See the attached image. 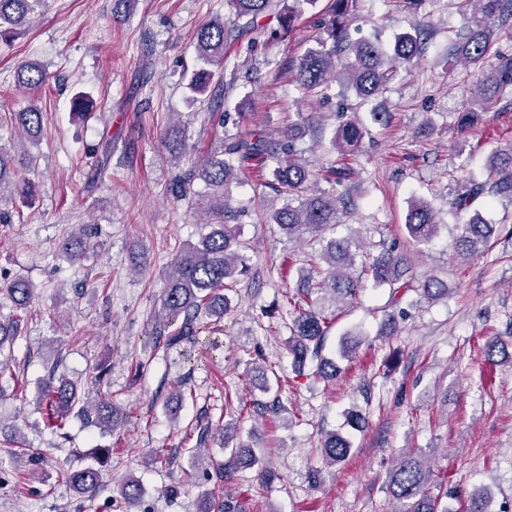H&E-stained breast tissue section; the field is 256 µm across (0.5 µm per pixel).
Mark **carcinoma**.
Returning a JSON list of instances; mask_svg holds the SVG:
<instances>
[{"instance_id":"carcinoma-1","label":"carcinoma","mask_w":512,"mask_h":512,"mask_svg":"<svg viewBox=\"0 0 512 512\" xmlns=\"http://www.w3.org/2000/svg\"><path fill=\"white\" fill-rule=\"evenodd\" d=\"M45 0H0V40L10 42L24 32L31 17L44 6ZM314 0H293V4L279 6L275 0H225V5L244 25L224 26V19L213 20L197 29L192 35L196 53V68L192 71L189 89L195 94L213 92L216 104L222 103V83L216 80L221 70L224 54L230 43L251 30L270 29V33L283 37L289 33L297 18L300 3ZM472 11L467 17L466 33L452 44V55L459 62L479 65L494 57L497 65L490 73L489 88L500 96H512V57L504 56L495 47L494 25L512 19V0H469ZM356 0H331L321 21V36L318 47L307 51L294 66V81L300 89L310 92L327 84L335 76L337 64L346 56L350 58L345 68L348 84L356 95L364 100L382 93L392 80L396 67L409 64L421 48V32H405L397 36L393 52L385 56L380 45L372 40L351 42L347 26ZM19 82L29 89H40L47 80L46 70L38 62H28L18 70ZM15 124L29 137L37 138L42 132L43 112L30 107L14 113ZM364 129L354 121L338 126L334 146L344 155H353L361 148ZM165 145L170 161L179 164L182 157L191 151L186 136L177 128L166 135ZM97 164L92 168L83 189L91 191L109 173L112 155V138H104L92 149ZM297 134L290 129L279 137H272L261 130L224 139L218 135L215 144L206 155L186 170H178L171 183V192L180 199L191 200L194 208L211 217L205 222L208 231L200 234L195 244L177 250L163 279L161 290V312L159 325L168 330L166 348H175L198 342L203 329L202 317L214 319L218 324L232 309V298L226 290L228 283L237 280L248 270L246 258L240 254L238 231L234 224L224 223V191L228 189L238 171L253 165L263 173L269 163L270 185L280 193L294 196L306 189L312 172L298 159ZM200 180L208 187V195L199 200L191 199L192 187ZM512 194V171L499 182L488 185L472 181L450 202L457 214L470 210L479 200L496 194ZM13 198L29 205L35 197V186L23 176L21 166L15 162L11 151L0 147V200ZM336 198L329 195H311L299 204L289 201L271 214L273 223L292 238L305 233H322L336 224ZM406 230L417 244L429 243L437 234L439 224L430 205L421 198L410 201L406 217ZM494 225L471 220L461 225L458 238L462 252L478 253L488 247ZM89 233L87 225H80L61 242L60 249L73 263L83 259L87 250ZM354 241L350 238L327 240L321 258L331 267L329 276L316 284L311 277H302V288L289 298L296 310L292 325V336L288 341V352L296 368L307 361L317 362V373L324 378L336 376V365L322 356L324 338L329 321L327 311L338 302L356 298L358 281L349 274L355 255ZM404 259L400 255L386 253L376 257L371 266V276L378 285L392 288V295L409 288L403 281ZM15 308L24 310L34 295L31 281L17 277L7 286ZM18 319L0 321V350L13 344L21 335ZM193 396L184 384H177L166 399L171 413L177 412L179 403ZM38 404L46 406L49 425L60 431L66 420L75 413L87 423L103 432L117 429L124 416L112 400L108 391H99L93 401L79 393L76 382L66 377H55L49 373L37 393ZM211 431L205 427L198 431L195 448L191 450V465L202 464L200 448L207 445ZM320 447L327 461L337 464L349 456L350 442L343 436L330 433L322 439ZM243 465L257 468L259 478L271 481L276 474L264 465L255 454L243 455L240 448H230V461H211L217 478L228 477L231 470ZM78 494H92L100 483V470L82 467L61 474ZM429 469L416 457H408L390 474V495L403 505L402 512H447L441 508L440 500L428 492ZM119 497L114 499L118 512L124 505H134L143 497L141 482L130 477L120 485ZM198 512H240L238 503L232 500L218 501L207 497L200 501Z\"/></svg>"}]
</instances>
